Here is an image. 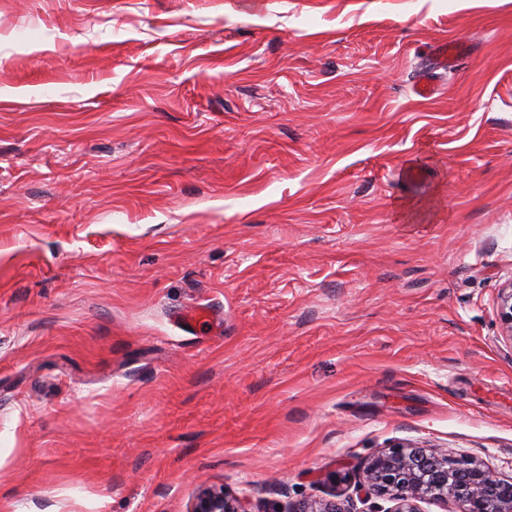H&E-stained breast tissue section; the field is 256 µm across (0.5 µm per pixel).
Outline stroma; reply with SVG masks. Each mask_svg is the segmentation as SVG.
I'll list each match as a JSON object with an SVG mask.
<instances>
[{
  "mask_svg": "<svg viewBox=\"0 0 512 512\" xmlns=\"http://www.w3.org/2000/svg\"><path fill=\"white\" fill-rule=\"evenodd\" d=\"M511 280L512 0H0V512L510 479ZM498 316L504 336L512 341V281L500 288L498 295ZM433 463L445 475L441 493L435 499L456 502L460 512H487L488 489L506 486L495 512H512V479L501 478L492 468L469 457H450L435 448L399 444L373 456L363 467L354 486V493L366 510L350 511L336 500L303 502L289 512H419L417 502L427 493L425 478L417 466ZM448 467L459 477L457 483L448 481ZM373 496H387L395 503L384 509L372 501Z\"/></svg>",
  "mask_w": 512,
  "mask_h": 512,
  "instance_id": "stroma-1",
  "label": "stroma"
}]
</instances>
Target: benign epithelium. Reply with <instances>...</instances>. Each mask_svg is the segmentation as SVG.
<instances>
[{
	"label": "benign epithelium",
	"mask_w": 512,
	"mask_h": 512,
	"mask_svg": "<svg viewBox=\"0 0 512 512\" xmlns=\"http://www.w3.org/2000/svg\"><path fill=\"white\" fill-rule=\"evenodd\" d=\"M498 316L504 335L512 341V281L500 289ZM432 463L443 474L452 469L458 482L443 480L441 493L435 498L452 500L460 512H487L488 489L501 486V494L495 512H512V479L501 478L492 468L469 457H450L435 448H422L412 444H399L373 456L363 467L354 486V493L364 512H419L417 502L426 498L425 476L418 467ZM387 497L394 502L391 508H383L373 501L375 497ZM189 512H249L239 500L228 498L224 488L204 486ZM292 512H350L334 500L303 502Z\"/></svg>",
	"instance_id": "benign-epithelium-1"
}]
</instances>
